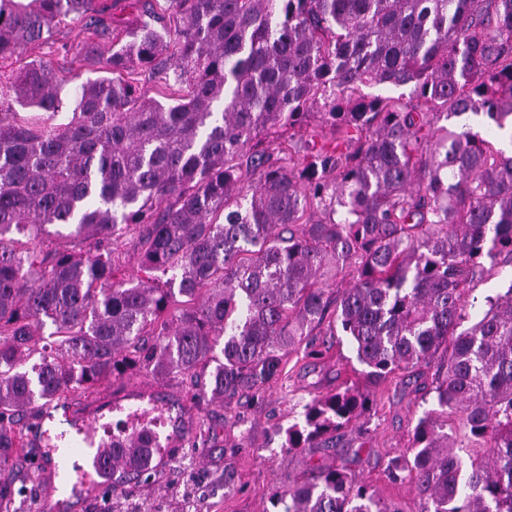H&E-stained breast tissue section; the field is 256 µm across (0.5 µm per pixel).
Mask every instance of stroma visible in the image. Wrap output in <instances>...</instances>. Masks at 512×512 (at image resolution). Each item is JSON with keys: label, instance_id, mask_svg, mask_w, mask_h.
<instances>
[{"label": "stroma", "instance_id": "35a3bbf8", "mask_svg": "<svg viewBox=\"0 0 512 512\" xmlns=\"http://www.w3.org/2000/svg\"><path fill=\"white\" fill-rule=\"evenodd\" d=\"M84 39L80 23L64 20L50 40L28 46L16 60L0 62V77H9L28 62L50 63L60 78L82 83L102 71L78 47ZM314 344L324 356L314 360L297 351L286 357L278 375L265 386L262 397L239 393L224 402L196 403L189 379L180 376L153 378L130 373L86 393H71L51 405L37 407L28 419L25 446L0 481L25 488L38 512H107L113 502L125 504L151 499L166 512H178L184 491H191L196 512H272L273 496L288 483L314 470L345 465L358 484L387 502L415 508L409 483L393 484L384 475L392 459L410 446L413 426L427 410L422 399L435 374L434 368L399 371L379 385L365 376L347 336L314 333ZM355 386L369 391L370 404L359 424L340 432L334 446L283 448L282 429L300 420L305 404L315 396ZM152 408L162 415L178 409L157 481H129L112 487L89 483L76 495H43L55 472L42 450L41 428L54 417L60 430L80 432L103 426L113 410ZM232 462V482L224 480V464Z\"/></svg>", "mask_w": 512, "mask_h": 512}]
</instances>
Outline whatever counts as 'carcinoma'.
Wrapping results in <instances>:
<instances>
[{
    "label": "carcinoma",
    "mask_w": 512,
    "mask_h": 512,
    "mask_svg": "<svg viewBox=\"0 0 512 512\" xmlns=\"http://www.w3.org/2000/svg\"><path fill=\"white\" fill-rule=\"evenodd\" d=\"M131 7L132 29L95 0H0L1 62L70 18L105 72L71 92L32 61L0 93V469L38 402L133 371L194 374L198 400L255 397L288 351L323 355L308 336L324 326L374 384L447 350L434 408L385 476L414 486L417 512H512V282L464 326L465 285L512 264V156L446 125L485 115L512 133V0ZM105 37L112 53L98 56ZM376 85L410 96L362 91ZM313 120L334 147L284 138ZM126 234L134 279L119 276ZM43 239L54 248L33 246ZM368 404L355 387L314 397L283 447H326ZM438 413L478 447H455ZM158 453L151 431L114 427L102 483L151 477ZM274 507L403 512L343 465ZM122 240V271L126 276L137 274L140 262V248L138 247L136 240L130 235L124 237Z\"/></svg>",
    "instance_id": "obj_1"
}]
</instances>
